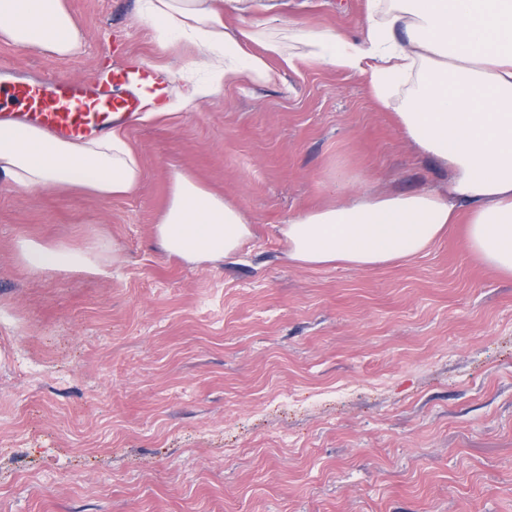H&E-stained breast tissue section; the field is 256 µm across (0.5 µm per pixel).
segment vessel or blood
<instances>
[{
    "mask_svg": "<svg viewBox=\"0 0 512 512\" xmlns=\"http://www.w3.org/2000/svg\"><path fill=\"white\" fill-rule=\"evenodd\" d=\"M147 76L138 62L113 69L87 87L52 74L17 81L0 91V122H25L68 140L107 133L142 111Z\"/></svg>",
    "mask_w": 512,
    "mask_h": 512,
    "instance_id": "vessel-or-blood-1",
    "label": "vessel or blood"
}]
</instances>
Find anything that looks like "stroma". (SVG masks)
Returning a JSON list of instances; mask_svg holds the SVG:
<instances>
[{
    "label": "stroma",
    "instance_id": "1",
    "mask_svg": "<svg viewBox=\"0 0 512 512\" xmlns=\"http://www.w3.org/2000/svg\"><path fill=\"white\" fill-rule=\"evenodd\" d=\"M60 57L0 43V63L90 80L160 53L136 0H68ZM365 0H281L270 29L358 37ZM191 110L123 127L144 175L102 200L0 186V512H512V277L464 227L369 269L289 262L288 219L336 175L438 189L367 75L277 61ZM252 231L191 264L155 238L174 172ZM118 244L105 272H36L17 244Z\"/></svg>",
    "mask_w": 512,
    "mask_h": 512
}]
</instances>
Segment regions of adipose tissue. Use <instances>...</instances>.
<instances>
[{
  "label": "adipose tissue",
  "instance_id": "adipose-tissue-1",
  "mask_svg": "<svg viewBox=\"0 0 512 512\" xmlns=\"http://www.w3.org/2000/svg\"><path fill=\"white\" fill-rule=\"evenodd\" d=\"M155 44L194 49L205 76L185 95L153 97L152 110L189 109L223 94L241 75L270 82L273 60L367 74L419 151L448 170L446 190L374 195L336 177L335 204L291 218L281 232L290 261L366 269L420 254L465 219L466 245L490 268L512 275V0H366L359 38L318 28L262 36L238 17L246 0H137ZM0 40L58 56L76 54L78 25L66 0H0ZM254 42L259 52H251ZM143 176L124 134L79 142L36 127L0 123V183L28 192L82 190L103 199L133 194ZM242 212L197 181L173 173L155 226L161 248L196 263L228 259L250 236ZM20 261L37 272L99 271L88 251L22 240Z\"/></svg>",
  "mask_w": 512,
  "mask_h": 512
}]
</instances>
